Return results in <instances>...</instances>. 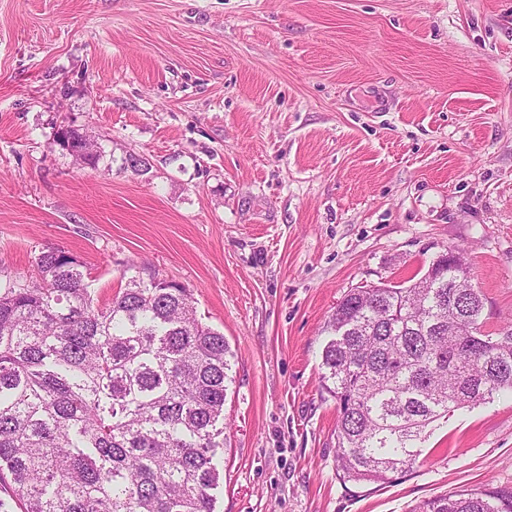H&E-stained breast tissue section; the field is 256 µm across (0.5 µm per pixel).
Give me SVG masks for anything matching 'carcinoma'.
<instances>
[{
	"label": "carcinoma",
	"mask_w": 512,
	"mask_h": 512,
	"mask_svg": "<svg viewBox=\"0 0 512 512\" xmlns=\"http://www.w3.org/2000/svg\"><path fill=\"white\" fill-rule=\"evenodd\" d=\"M63 136L83 162L91 135ZM0 273V512H215L233 352L191 290L135 279L103 304L85 265L41 252ZM471 279L434 260L407 287L350 289L329 319L322 388L336 400V472L390 482L427 428L512 395V321L484 330ZM415 512H512V487L463 489Z\"/></svg>",
	"instance_id": "cac0c4a2"
}]
</instances>
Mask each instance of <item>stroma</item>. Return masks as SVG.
Instances as JSON below:
<instances>
[{
  "label": "stroma",
  "mask_w": 512,
  "mask_h": 512,
  "mask_svg": "<svg viewBox=\"0 0 512 512\" xmlns=\"http://www.w3.org/2000/svg\"><path fill=\"white\" fill-rule=\"evenodd\" d=\"M455 248L487 328L512 319V0H0V270L58 249L101 302L192 290L234 354L216 512L512 486L508 395L433 423L390 483L336 476L337 301ZM62 133L69 147L78 149V153L82 155L83 160L76 157L77 159L87 164L95 163L97 159L96 146L91 135L80 133L71 128L65 129Z\"/></svg>",
  "instance_id": "stroma-1"
}]
</instances>
